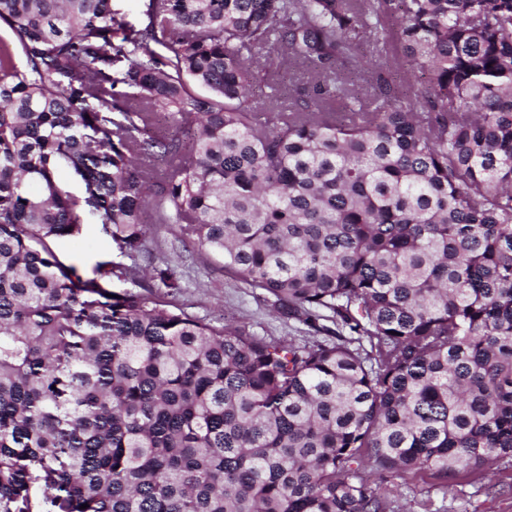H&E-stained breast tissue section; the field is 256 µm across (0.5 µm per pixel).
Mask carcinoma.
<instances>
[{"mask_svg": "<svg viewBox=\"0 0 512 512\" xmlns=\"http://www.w3.org/2000/svg\"><path fill=\"white\" fill-rule=\"evenodd\" d=\"M1 28L0 512H385L366 462L512 459V0H0ZM371 38L408 103L349 88ZM288 61L314 95L251 99ZM149 206L351 337L214 325L51 247L95 223L133 258Z\"/></svg>", "mask_w": 512, "mask_h": 512, "instance_id": "cac0c4a2", "label": "carcinoma"}]
</instances>
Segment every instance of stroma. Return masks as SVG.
<instances>
[{"label":"stroma","instance_id":"1","mask_svg":"<svg viewBox=\"0 0 512 512\" xmlns=\"http://www.w3.org/2000/svg\"><path fill=\"white\" fill-rule=\"evenodd\" d=\"M149 234L147 249L137 261L119 254L100 225L85 224L75 237L55 243L54 250L64 263L75 265L89 277L100 261L122 266L137 264L140 274L132 282H114V291L150 285L145 270L171 264L182 273V288L173 298L189 314L208 321L228 320L252 335L298 344L335 341L343 329L334 319L318 320L316 327L287 315L273 296L247 286L224 269L223 261L207 249L195 246L179 225L161 224L155 211L146 215ZM362 476L371 485H384L391 493L386 512H512V459L495 462L481 472L459 471L441 482L427 472L384 474L364 467Z\"/></svg>","mask_w":512,"mask_h":512}]
</instances>
